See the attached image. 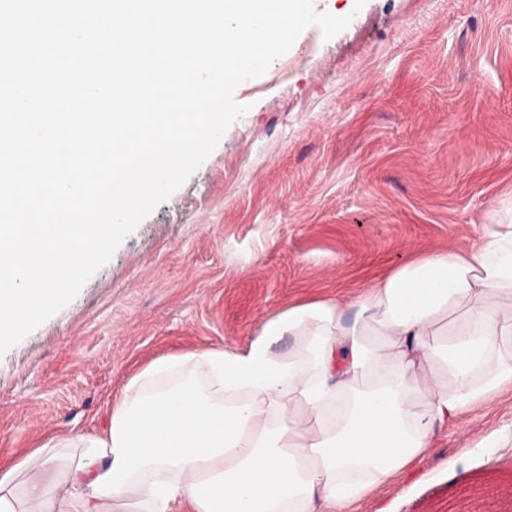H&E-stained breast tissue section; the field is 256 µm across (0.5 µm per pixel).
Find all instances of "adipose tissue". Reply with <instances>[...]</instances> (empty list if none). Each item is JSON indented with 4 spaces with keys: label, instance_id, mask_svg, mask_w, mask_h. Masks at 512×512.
<instances>
[{
    "label": "adipose tissue",
    "instance_id": "1",
    "mask_svg": "<svg viewBox=\"0 0 512 512\" xmlns=\"http://www.w3.org/2000/svg\"><path fill=\"white\" fill-rule=\"evenodd\" d=\"M509 386L512 209L479 245L376 277L354 319L294 303L244 345L154 362L108 431L71 440L64 481L46 480L50 443L0 463V512H354Z\"/></svg>",
    "mask_w": 512,
    "mask_h": 512
}]
</instances>
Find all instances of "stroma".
<instances>
[{
	"instance_id": "1",
	"label": "stroma",
	"mask_w": 512,
	"mask_h": 512,
	"mask_svg": "<svg viewBox=\"0 0 512 512\" xmlns=\"http://www.w3.org/2000/svg\"><path fill=\"white\" fill-rule=\"evenodd\" d=\"M248 112L64 309L0 357V459L104 432L153 362L352 303L512 202V0H365L234 90ZM512 512V390L356 512Z\"/></svg>"
}]
</instances>
